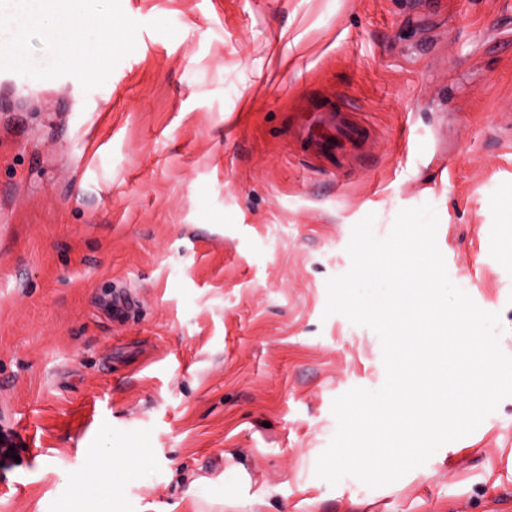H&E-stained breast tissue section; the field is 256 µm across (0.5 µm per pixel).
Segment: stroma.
<instances>
[{
  "label": "stroma",
  "instance_id": "stroma-1",
  "mask_svg": "<svg viewBox=\"0 0 512 512\" xmlns=\"http://www.w3.org/2000/svg\"><path fill=\"white\" fill-rule=\"evenodd\" d=\"M120 2L102 87L0 82V512H512V396L385 486L315 474L386 377L324 313L367 215L432 205L512 355V0ZM326 98L367 136L317 157L292 129Z\"/></svg>",
  "mask_w": 512,
  "mask_h": 512
}]
</instances>
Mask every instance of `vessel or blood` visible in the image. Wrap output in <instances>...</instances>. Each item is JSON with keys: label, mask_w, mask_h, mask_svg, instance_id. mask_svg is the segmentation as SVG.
I'll list each match as a JSON object with an SVG mask.
<instances>
[{"label": "vessel or blood", "mask_w": 512, "mask_h": 512, "mask_svg": "<svg viewBox=\"0 0 512 512\" xmlns=\"http://www.w3.org/2000/svg\"><path fill=\"white\" fill-rule=\"evenodd\" d=\"M296 133L306 149L328 156L335 152L339 139H355L364 130L347 120L342 105L326 99L316 102L312 124L297 128Z\"/></svg>", "instance_id": "obj_1"}]
</instances>
